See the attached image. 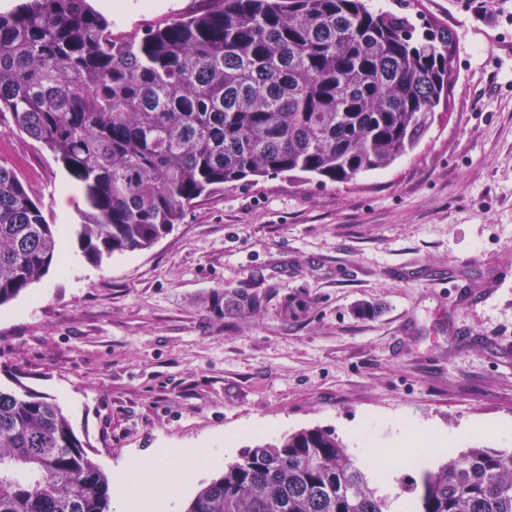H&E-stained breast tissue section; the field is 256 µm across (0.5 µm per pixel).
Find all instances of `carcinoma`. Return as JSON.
Wrapping results in <instances>:
<instances>
[{
  "instance_id": "carcinoma-1",
  "label": "carcinoma",
  "mask_w": 512,
  "mask_h": 512,
  "mask_svg": "<svg viewBox=\"0 0 512 512\" xmlns=\"http://www.w3.org/2000/svg\"><path fill=\"white\" fill-rule=\"evenodd\" d=\"M448 25L370 0H202L131 35L90 0L0 11V116L83 194L72 237L91 259L148 248L243 180L349 183L416 147L456 80ZM65 251L0 161V307ZM256 316L259 296L215 301ZM379 475L314 427L246 449L186 512H392ZM112 476L56 400L0 388V512H111ZM399 512H512V452L476 446L425 473Z\"/></svg>"
}]
</instances>
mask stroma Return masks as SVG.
Returning a JSON list of instances; mask_svg holds the SVG:
<instances>
[{"mask_svg":"<svg viewBox=\"0 0 512 512\" xmlns=\"http://www.w3.org/2000/svg\"><path fill=\"white\" fill-rule=\"evenodd\" d=\"M456 35L458 80L420 144L347 184L242 181L190 209L151 247L64 269L6 304L0 386L54 398L106 472L159 448L208 449L168 512L245 450L323 427L360 458L408 424L448 451L512 449V0H421ZM201 0H96L130 33ZM0 161L46 219L71 183L0 116ZM259 294V316L217 317L215 298ZM374 307L371 315L362 306Z\"/></svg>","mask_w":512,"mask_h":512,"instance_id":"1","label":"stroma"}]
</instances>
